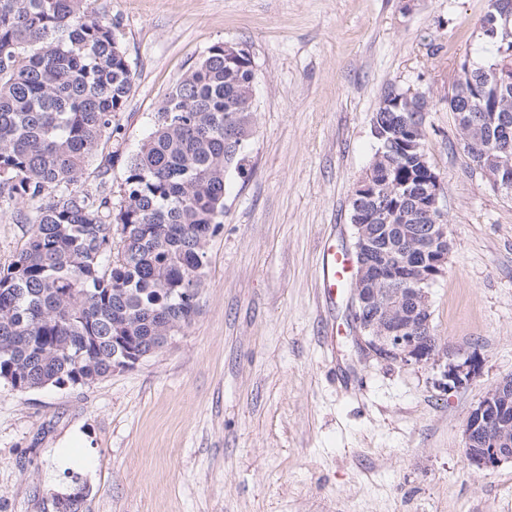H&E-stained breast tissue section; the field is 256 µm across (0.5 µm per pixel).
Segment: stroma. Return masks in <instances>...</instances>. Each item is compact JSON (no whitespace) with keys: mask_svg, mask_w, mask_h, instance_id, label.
Returning a JSON list of instances; mask_svg holds the SVG:
<instances>
[{"mask_svg":"<svg viewBox=\"0 0 512 512\" xmlns=\"http://www.w3.org/2000/svg\"><path fill=\"white\" fill-rule=\"evenodd\" d=\"M490 0H95L134 75L108 183L165 93L210 47L257 73L244 175H230L200 313L176 343L89 386L0 385V512H55L80 473L84 512H512V462L461 452L469 412L512 375V192L463 150L448 97L480 62ZM425 94L443 186L448 270L431 326L480 374L359 352L352 283L325 298L324 248L352 254L353 189L387 86ZM478 374V363L473 357L467 358L463 363L457 365H450L448 369V362L445 365V370L442 374L446 382H441L443 388L448 389V380L454 384H462L463 381H469ZM463 375V377H462Z\"/></svg>","mask_w":512,"mask_h":512,"instance_id":"35a3bbf8","label":"stroma"}]
</instances>
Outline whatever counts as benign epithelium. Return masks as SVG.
<instances>
[{"instance_id": "obj_1", "label": "benign epithelium", "mask_w": 512, "mask_h": 512, "mask_svg": "<svg viewBox=\"0 0 512 512\" xmlns=\"http://www.w3.org/2000/svg\"><path fill=\"white\" fill-rule=\"evenodd\" d=\"M475 165L498 189L512 187V164L501 158L477 159ZM355 197L361 202L375 198L376 187L372 178L365 176L355 186ZM440 183L426 193L423 203L415 206L414 218L422 209L445 217L441 206ZM362 215L369 224L354 225L353 320L360 330L359 347L377 359L408 366L424 362H440L445 354L420 335L416 320L430 310L428 287L445 274L450 252L447 230L443 224H415L409 245L387 254L376 261H365V255L374 249L376 225L372 221L381 212L367 207ZM400 281L409 285L407 290L385 288L383 284ZM176 342L166 336L150 351L141 353L127 346L112 364V371L124 372L141 365L153 354ZM478 374V363L469 357L463 363L452 365L443 372V388L448 382L460 384ZM480 438V447L468 449L466 465L475 472L484 473L512 461V376L506 377L488 389L482 401L468 415L463 428V441Z\"/></svg>"}]
</instances>
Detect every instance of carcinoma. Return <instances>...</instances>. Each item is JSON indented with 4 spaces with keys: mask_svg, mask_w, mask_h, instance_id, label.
Returning <instances> with one entry per match:
<instances>
[{
    "mask_svg": "<svg viewBox=\"0 0 512 512\" xmlns=\"http://www.w3.org/2000/svg\"><path fill=\"white\" fill-rule=\"evenodd\" d=\"M495 27L481 32L472 84L448 96L458 117L512 118V85L493 78L512 81V19ZM116 29L92 0H0V211L37 204L35 228L0 268V383L12 389L94 384L112 375V340L146 352L191 326L226 178L243 173L257 75L248 52L217 44L165 94L112 206L106 147L133 82ZM428 107L391 85L376 111L375 203L400 208L375 229L382 253L406 242L403 212L439 178L426 131L419 148L408 142L407 121ZM95 161L92 192L79 183Z\"/></svg>",
    "mask_w": 512,
    "mask_h": 512,
    "instance_id": "cac0c4a2",
    "label": "carcinoma"
}]
</instances>
